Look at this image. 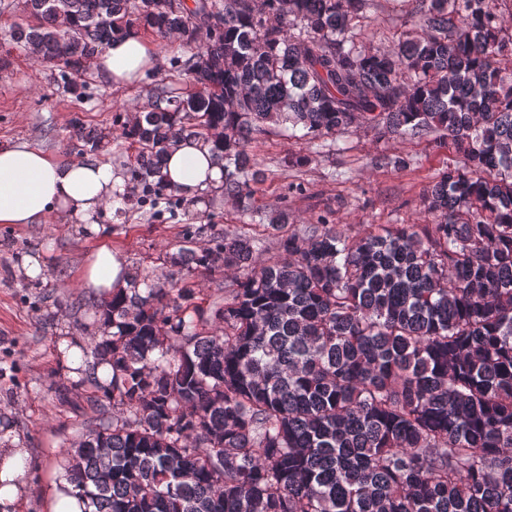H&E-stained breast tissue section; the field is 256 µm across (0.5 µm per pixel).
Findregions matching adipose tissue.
I'll list each match as a JSON object with an SVG mask.
<instances>
[{
  "mask_svg": "<svg viewBox=\"0 0 512 512\" xmlns=\"http://www.w3.org/2000/svg\"><path fill=\"white\" fill-rule=\"evenodd\" d=\"M160 59L141 35L114 38L93 58L91 69L107 82L131 85L146 71L159 67ZM165 179L190 201L221 190L224 171L211 145L176 143L168 152ZM122 179L112 165L82 161L55 163L42 150L20 142L0 147V224H39L47 215L63 220L89 219L110 209ZM132 276L120 252L101 242L91 254L82 285L109 299L129 288ZM29 456L25 448H0V512H8L26 492L20 476Z\"/></svg>",
  "mask_w": 512,
  "mask_h": 512,
  "instance_id": "adipose-tissue-1",
  "label": "adipose tissue"
}]
</instances>
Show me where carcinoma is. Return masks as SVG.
Listing matches in <instances>:
<instances>
[{
	"instance_id": "obj_1",
	"label": "carcinoma",
	"mask_w": 512,
	"mask_h": 512,
	"mask_svg": "<svg viewBox=\"0 0 512 512\" xmlns=\"http://www.w3.org/2000/svg\"><path fill=\"white\" fill-rule=\"evenodd\" d=\"M497 2L421 0L416 31L384 51L354 31L363 0H24L8 42L63 81L117 35L180 37L184 80L160 79L123 131L140 202L170 203L169 146L204 141L250 218L171 256L239 272L208 306L185 279L147 277L100 306L83 350L95 417L67 453L84 512H512V38ZM365 123L463 158L427 191L431 223H264L254 133ZM69 136L97 155L110 133L76 117ZM255 224L283 258L259 254Z\"/></svg>"
}]
</instances>
